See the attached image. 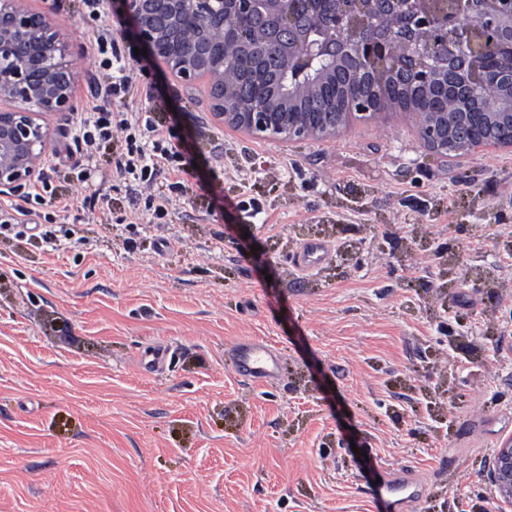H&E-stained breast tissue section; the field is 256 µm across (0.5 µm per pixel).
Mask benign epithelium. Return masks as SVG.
<instances>
[{
  "label": "benign epithelium",
  "mask_w": 512,
  "mask_h": 512,
  "mask_svg": "<svg viewBox=\"0 0 512 512\" xmlns=\"http://www.w3.org/2000/svg\"><path fill=\"white\" fill-rule=\"evenodd\" d=\"M288 4L290 0H123L151 54L189 85L207 80L216 120L247 133L272 130L274 113L245 107L232 98L224 87L223 69L203 73L190 53L167 57L165 32L149 21L154 9H162L172 23L191 17L203 35L220 42L276 45L284 63L293 67L316 56H357L381 71L411 63L426 86L433 83L437 62L465 45L467 59L480 65L486 83L505 82L512 88V66L497 72L488 68L489 58L503 45L512 50V0H480L476 5L472 0H456L451 11L429 10L424 0H336L333 27L317 31L296 28V14ZM55 7L53 3L37 11L22 0H0V194L19 190L44 165L51 137L47 117L75 111L78 75L70 45L59 33ZM394 107L385 101L370 109L352 105L330 125L313 120L309 112H296L279 135L284 140L334 138L352 116L377 118ZM415 116L419 138L430 151L446 154L448 144L466 143L462 132L451 142L448 137L468 120L467 114L417 112ZM488 479L498 512H509L512 439L496 449Z\"/></svg>",
  "instance_id": "benign-epithelium-1"
}]
</instances>
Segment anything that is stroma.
<instances>
[{
  "label": "stroma",
  "instance_id": "obj_1",
  "mask_svg": "<svg viewBox=\"0 0 512 512\" xmlns=\"http://www.w3.org/2000/svg\"><path fill=\"white\" fill-rule=\"evenodd\" d=\"M57 7L77 111L50 118L42 175L81 198L94 23L84 0ZM168 85L195 151L180 188L154 186L165 223H117L135 195L112 176L116 141L93 177L109 209L44 207L34 236L0 235V512H374L371 485L401 472L429 492L392 512H496L512 147L436 156L400 111L327 141L247 136L217 122L207 89ZM307 239L334 251L300 273L289 258ZM244 338L279 350L277 379L238 377L226 351Z\"/></svg>",
  "mask_w": 512,
  "mask_h": 512
}]
</instances>
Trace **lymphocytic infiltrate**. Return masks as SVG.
Masks as SVG:
<instances>
[{
  "mask_svg": "<svg viewBox=\"0 0 512 512\" xmlns=\"http://www.w3.org/2000/svg\"><path fill=\"white\" fill-rule=\"evenodd\" d=\"M87 9L98 24L87 34L86 41L105 78L95 86L79 129L83 162L80 180L89 182L99 147L118 136L123 138L125 147L113 161V175L129 186L150 187L159 175L178 172L181 159L191 151L190 140L185 136H180L177 145L165 143V133H177L182 115L179 110L169 109L165 83L162 76L156 75L153 60L141 58L137 74L127 73L125 58L133 41L125 35L115 36L111 25L106 24L105 19L112 12L109 0H87ZM144 77L149 78V86H141ZM142 95L160 109L170 110L166 130H159L148 113L130 109V101Z\"/></svg>",
  "mask_w": 512,
  "mask_h": 512,
  "instance_id": "obj_1",
  "label": "lymphocytic infiltrate"
}]
</instances>
